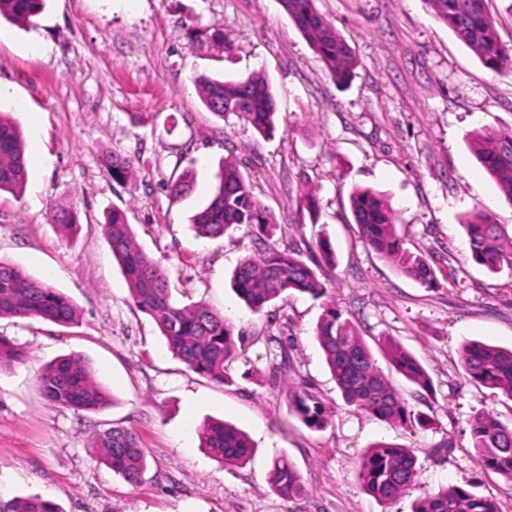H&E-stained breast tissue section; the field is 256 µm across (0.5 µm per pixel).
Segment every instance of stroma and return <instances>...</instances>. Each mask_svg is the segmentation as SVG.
<instances>
[{
  "label": "stroma",
  "instance_id": "obj_1",
  "mask_svg": "<svg viewBox=\"0 0 512 512\" xmlns=\"http://www.w3.org/2000/svg\"><path fill=\"white\" fill-rule=\"evenodd\" d=\"M315 5L355 54L348 88L336 85L279 0H47L35 25L0 20V112L20 127L30 172L23 193H0V260L48 281L79 313L68 328L0 319V336L26 351L0 368L1 498L42 495L62 512H410L413 500L458 485L512 512V481L477 466L468 426L482 412L512 422V401L470 383L459 359L470 340L512 348V271L474 264L460 226L488 211L512 228V206L466 146L473 133L512 127V77L487 69L423 0ZM194 17L223 28L233 54L218 61L189 48L181 23ZM253 73L277 100L268 140L235 116L216 118L195 85L201 74ZM113 155L131 160L128 180L113 181L105 165ZM228 157L274 213L272 237L242 228L205 239L191 230ZM187 170L191 193L171 201L166 184ZM356 187L385 195L406 248L429 260L438 287H421L367 249L350 212ZM54 207L77 213L75 237L52 223ZM115 208L175 297L233 322L242 341L231 384L187 370L131 304L102 233ZM322 236L336 250L335 265L321 271L324 296L292 295L255 314L233 292L230 275L243 257L295 248L309 261ZM329 305L369 346L389 336L420 360L431 395L398 373L389 378L414 412L434 417L432 429L390 425L343 402L313 337ZM282 347L290 369L274 378ZM70 354L84 358L113 406L77 411L43 400L45 366ZM301 380L329 407L324 430L288 411V386ZM212 419L249 435V464L226 467L200 448L196 430ZM113 426L132 428L145 450L138 484L93 458L92 436ZM377 441L417 458L413 488L388 507L356 477L361 453ZM278 453L301 475L297 499L270 490Z\"/></svg>",
  "mask_w": 512,
  "mask_h": 512
}]
</instances>
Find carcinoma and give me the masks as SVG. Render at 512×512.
Segmentation results:
<instances>
[{"instance_id": "1", "label": "carcinoma", "mask_w": 512, "mask_h": 512, "mask_svg": "<svg viewBox=\"0 0 512 512\" xmlns=\"http://www.w3.org/2000/svg\"><path fill=\"white\" fill-rule=\"evenodd\" d=\"M433 17L470 47L484 66L498 75L512 74V48L496 34L486 0H423ZM289 19L307 41L336 83L344 85L354 76L356 59L346 40L318 12L315 0H280ZM45 7V0H0V18L31 24ZM190 48L222 57L233 53L234 43L224 31L198 22L185 25ZM204 106L222 119L228 113L247 122L263 138L276 130L277 102L266 78L219 79L202 74L195 79ZM469 152L497 182L504 200L512 205V128L478 133L467 140ZM112 179L122 180L132 172L131 161L118 156L109 162ZM29 178L26 145L19 126L0 113V191L21 192ZM194 174L187 170L172 180L167 190L173 201L191 189ZM351 212L357 232L366 247L397 270L426 288L438 284L425 257L404 248L396 230L397 214L384 195L358 189L351 195ZM51 220L71 234L78 227L77 214L54 209ZM242 225L260 233L277 229L271 211L253 192L250 181L237 165L224 160L215 175L210 200L192 216L191 228L201 238L215 239ZM472 261L496 274L512 270V235L494 217L484 214L463 222ZM104 236L124 275L135 307L149 316L168 347L187 370L223 385L228 367L240 356L235 327L224 315L204 303L181 304L172 298L169 281L156 263L137 244L126 213L114 208L102 225ZM231 282L238 296L258 313L286 293L319 297L326 292L316 271L295 250L269 249L246 257L235 267ZM42 318L61 326L77 319L71 301L58 289L24 269L0 261V318ZM325 361L346 405L368 412L382 421L405 428H424L429 421L412 412L378 365L372 350L353 321L332 306L326 307L315 328ZM379 349L389 364L425 392L431 379L421 363L391 338L385 336ZM23 348L0 336V367L19 362ZM460 361L466 378L477 386L500 392L512 400V349L479 341L465 343ZM46 401L62 408L104 410L111 404L108 392L98 385L85 362L77 356L52 361L39 378ZM289 412L310 430L328 425L329 415L320 395L299 381L287 395ZM472 448L480 468L512 480V423L479 413L470 420ZM201 447L226 466L249 462L252 445L248 436L226 421L204 425L199 431ZM91 447L96 459L130 484L140 481L146 457L137 434L130 428L113 427L95 434ZM416 457L409 448L376 443L361 456L358 478L365 489L383 504H392L412 486ZM269 487L288 501L303 492L301 477L283 454L272 458ZM0 512H60L57 505L39 495L0 499ZM411 512H498L495 502L459 486L441 487L412 504Z\"/></svg>"}]
</instances>
